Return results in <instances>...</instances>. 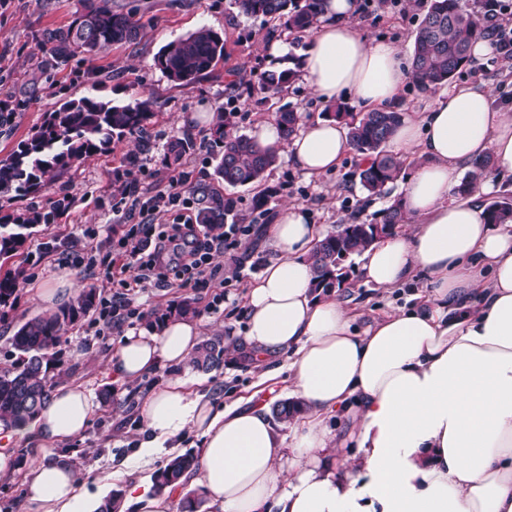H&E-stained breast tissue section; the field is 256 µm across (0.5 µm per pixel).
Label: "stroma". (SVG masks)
<instances>
[{"label":"stroma","mask_w":512,"mask_h":512,"mask_svg":"<svg viewBox=\"0 0 512 512\" xmlns=\"http://www.w3.org/2000/svg\"><path fill=\"white\" fill-rule=\"evenodd\" d=\"M427 6L428 0H404L395 9L356 14L352 23L368 40L395 42L407 56ZM80 7L79 0H0V100L24 102L8 123L0 124V159L16 150L64 98L93 96L122 103L149 95L154 99L155 115L148 126V143L126 137L113 144L110 154L74 162L52 186L51 195H68L72 206L58 223L39 226L22 254L5 263L9 269L23 267L25 275L19 281L15 308L0 321V367L13 360L9 336L27 320L46 312V305L38 298L42 285L62 282L76 291L91 287L100 295L111 293V284L86 275L80 260L90 253L100 258L111 252L113 237L122 231L117 211L120 184L113 169L133 157L145 166L140 175L145 184H166L180 171L187 174L189 184L206 180L212 172L209 127H187L181 125V118L198 112H219L235 92H246L254 70L283 66V58L270 53L271 43L285 42L288 54L299 59L311 42L310 33L295 34L282 25L240 14L234 0H112L115 10L134 11L141 25L135 42L112 48L90 68L73 60L57 69L40 70L37 61L42 55L43 30L68 24ZM202 27L223 35L224 61L195 83L171 82L155 66V54L168 42ZM454 82L487 84L496 105L512 113V72L498 71L489 59L471 60ZM31 85L36 86L37 92L29 96L25 90ZM288 108L307 120L319 117L325 110L308 85L298 80L283 95L265 103L258 96L248 95L246 104L238 109V129L252 133L258 118L270 120L278 110ZM184 135L194 139V151L182 159L179 167L167 166L164 156L170 141ZM360 166V156L351 152L336 168L310 177L287 156H280L266 180L275 193L259 217L251 215L252 188L230 191L238 201L241 217L251 219L252 224L239 238L241 273L225 280V300L219 311L204 310L212 289L192 290L176 283L140 294L142 311H161L171 301L191 298L201 309L197 320L203 335L239 338L246 323L245 288L262 274L274 255L267 228L282 206H301L309 223L324 225L332 232L342 224L373 220L391 200L400 197L402 186L398 183L388 196L368 195L359 183ZM359 266V259H352L349 277L339 290L352 310V327L358 331L403 307L415 291L411 285L391 292L371 289L364 284ZM119 339V334L105 331L98 314L93 313L69 329L58 347L60 362L54 384L77 383L95 395L105 385L115 387L111 406L97 407L85 433L60 444L58 449L59 455L74 463L93 492L111 472L113 462L134 452L142 429L140 406L164 380L180 376L189 388L209 390L214 402L221 404L253 394L260 375L248 363L227 364L206 373L183 365L149 372L125 383L116 380L109 369Z\"/></svg>","instance_id":"stroma-1"}]
</instances>
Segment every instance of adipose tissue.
<instances>
[{"label": "adipose tissue", "instance_id": "obj_1", "mask_svg": "<svg viewBox=\"0 0 512 512\" xmlns=\"http://www.w3.org/2000/svg\"><path fill=\"white\" fill-rule=\"evenodd\" d=\"M357 10V0H325L298 75L326 104L402 109L410 74L400 49L363 38L351 22ZM253 137L309 175L350 150L345 125L326 117L288 138L263 119ZM391 142L414 164L401 203L415 224L377 240L361 269L375 288L421 278V303L352 332L345 301L312 288L310 255L324 230L300 207H283L269 230L276 254L244 294L241 347L265 366L264 383L277 375L271 362L293 354L288 396L300 413L280 423L268 404L219 407L167 380L142 404L134 454L109 475L123 484L118 512H170L178 486L159 493L141 474L188 431L201 444L184 479L202 489L206 512H512V224L488 223L482 203L512 174V113L487 86H454ZM487 156L495 174L457 195L461 170ZM200 342L190 318L128 331L112 373L132 382L184 364ZM95 409L90 391L63 384L35 420L0 425V480L20 472L16 441L43 452L24 473L28 512H97L102 499L74 466L46 456L81 435ZM331 417L338 431L327 429Z\"/></svg>", "mask_w": 512, "mask_h": 512}]
</instances>
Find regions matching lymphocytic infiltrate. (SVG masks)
Segmentation results:
<instances>
[{
  "label": "lymphocytic infiltrate",
  "mask_w": 512,
  "mask_h": 512,
  "mask_svg": "<svg viewBox=\"0 0 512 512\" xmlns=\"http://www.w3.org/2000/svg\"><path fill=\"white\" fill-rule=\"evenodd\" d=\"M475 11L488 21V38L498 56L512 60V0H477ZM184 193L185 180L175 175L163 189H146L122 197L125 216L137 217V224L115 241L109 260L92 258L86 264L89 276L110 281L114 288L104 302L113 329H122L128 319L139 316L134 305L137 295L167 287L169 275H176L184 288L209 287L218 275L212 265L214 256L233 251L237 225L214 235L187 214L170 224L154 223L156 213L185 205Z\"/></svg>",
  "instance_id": "1"
}]
</instances>
